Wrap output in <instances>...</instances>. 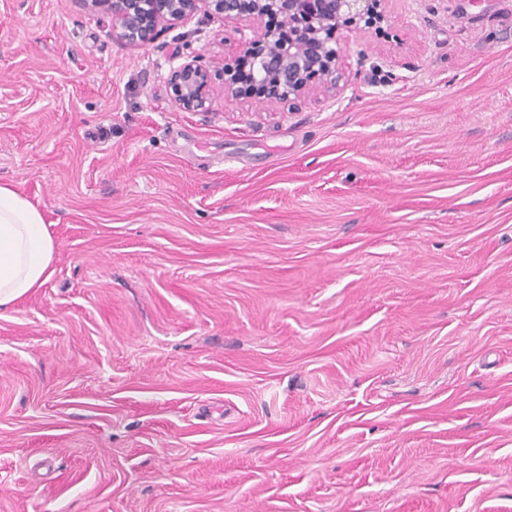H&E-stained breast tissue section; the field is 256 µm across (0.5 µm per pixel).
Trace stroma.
<instances>
[{
	"mask_svg": "<svg viewBox=\"0 0 512 512\" xmlns=\"http://www.w3.org/2000/svg\"><path fill=\"white\" fill-rule=\"evenodd\" d=\"M297 103L186 112L257 25L146 47L0 0V512H512V0H388ZM182 61L169 73V87L175 101L186 112H208L212 71L199 53L175 55ZM56 240L42 211L0 183V307L44 288L55 274Z\"/></svg>",
	"mask_w": 512,
	"mask_h": 512,
	"instance_id": "obj_1",
	"label": "stroma"
}]
</instances>
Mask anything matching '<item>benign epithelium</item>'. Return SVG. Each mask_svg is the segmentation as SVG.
<instances>
[{
    "label": "benign epithelium",
    "instance_id": "7a95c632",
    "mask_svg": "<svg viewBox=\"0 0 512 512\" xmlns=\"http://www.w3.org/2000/svg\"><path fill=\"white\" fill-rule=\"evenodd\" d=\"M84 9L112 18L117 37L125 44L145 47L166 29L198 12L229 24L242 16L257 21L277 13L288 24V37L268 28L257 30L244 43L251 70L240 77L232 65L224 67V93L263 102L300 99L310 90V78L336 85L340 48L331 45V32L342 20L372 25L384 19L387 0H79ZM169 73L175 101L186 112L210 107L212 71L199 53L182 55Z\"/></svg>",
    "mask_w": 512,
    "mask_h": 512
}]
</instances>
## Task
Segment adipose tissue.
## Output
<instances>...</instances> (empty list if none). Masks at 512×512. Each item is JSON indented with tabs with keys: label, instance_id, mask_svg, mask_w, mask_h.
Wrapping results in <instances>:
<instances>
[{
	"label": "adipose tissue",
	"instance_id": "adipose-tissue-1",
	"mask_svg": "<svg viewBox=\"0 0 512 512\" xmlns=\"http://www.w3.org/2000/svg\"><path fill=\"white\" fill-rule=\"evenodd\" d=\"M56 240L42 211L0 183V307L44 288L55 274Z\"/></svg>",
	"mask_w": 512,
	"mask_h": 512
}]
</instances>
